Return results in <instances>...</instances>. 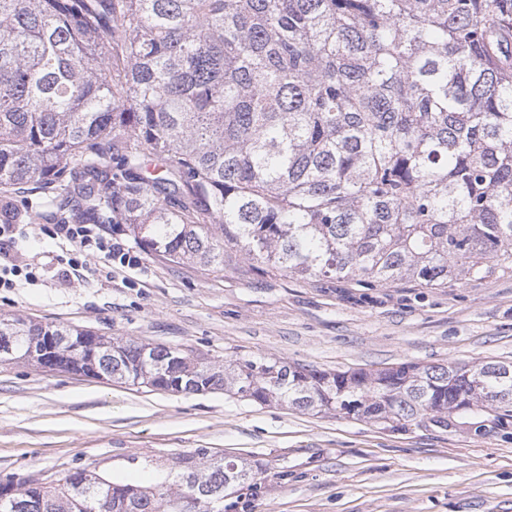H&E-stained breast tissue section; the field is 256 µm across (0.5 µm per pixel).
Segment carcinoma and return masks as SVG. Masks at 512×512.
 I'll return each instance as SVG.
<instances>
[{"label":"carcinoma","instance_id":"obj_1","mask_svg":"<svg viewBox=\"0 0 512 512\" xmlns=\"http://www.w3.org/2000/svg\"><path fill=\"white\" fill-rule=\"evenodd\" d=\"M173 262L455 288L512 275V0H0V223ZM65 336L48 358L42 332ZM10 364L385 428L512 412V362L329 372L0 317ZM0 479V512H224L255 462Z\"/></svg>","mask_w":512,"mask_h":512}]
</instances>
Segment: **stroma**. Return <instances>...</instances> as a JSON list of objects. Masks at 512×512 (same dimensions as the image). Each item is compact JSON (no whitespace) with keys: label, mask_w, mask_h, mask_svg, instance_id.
Segmentation results:
<instances>
[{"label":"stroma","mask_w":512,"mask_h":512,"mask_svg":"<svg viewBox=\"0 0 512 512\" xmlns=\"http://www.w3.org/2000/svg\"><path fill=\"white\" fill-rule=\"evenodd\" d=\"M32 225L15 260L35 278L0 288V316L90 329L223 363L271 357L336 371L512 361V276L464 288H354L333 280L215 271L137 249L136 269L91 258ZM262 468L232 512H512V414L385 428L215 390L182 394L27 362L0 365V478L42 483L87 468L144 485L185 455Z\"/></svg>","instance_id":"obj_1"}]
</instances>
